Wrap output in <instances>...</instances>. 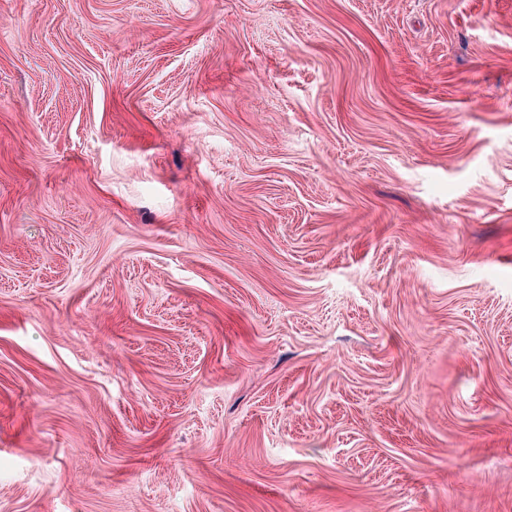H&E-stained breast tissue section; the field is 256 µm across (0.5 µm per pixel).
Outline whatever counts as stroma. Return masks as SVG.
I'll use <instances>...</instances> for the list:
<instances>
[{"label":"stroma","mask_w":512,"mask_h":512,"mask_svg":"<svg viewBox=\"0 0 512 512\" xmlns=\"http://www.w3.org/2000/svg\"><path fill=\"white\" fill-rule=\"evenodd\" d=\"M0 512H512V0H0Z\"/></svg>","instance_id":"obj_1"}]
</instances>
